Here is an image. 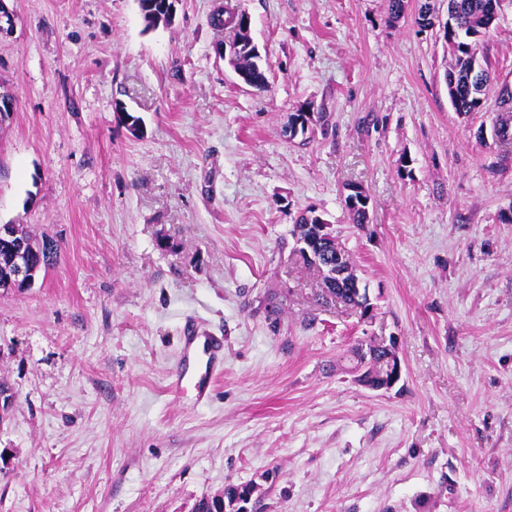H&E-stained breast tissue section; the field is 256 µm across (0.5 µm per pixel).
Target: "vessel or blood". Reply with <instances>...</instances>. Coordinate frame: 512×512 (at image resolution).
<instances>
[{
  "instance_id": "1",
  "label": "vessel or blood",
  "mask_w": 512,
  "mask_h": 512,
  "mask_svg": "<svg viewBox=\"0 0 512 512\" xmlns=\"http://www.w3.org/2000/svg\"><path fill=\"white\" fill-rule=\"evenodd\" d=\"M224 360L222 337L214 335L199 320L187 321L181 336V357L171 373L169 390L182 395L193 392L196 401L210 398L213 375Z\"/></svg>"
}]
</instances>
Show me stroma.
Wrapping results in <instances>:
<instances>
[{
  "label": "stroma",
  "instance_id": "35a3bbf8",
  "mask_svg": "<svg viewBox=\"0 0 512 512\" xmlns=\"http://www.w3.org/2000/svg\"><path fill=\"white\" fill-rule=\"evenodd\" d=\"M227 1L251 19L265 92L216 52ZM431 3L422 30L418 0L394 21L386 0H180L150 30L138 0H6L0 224L60 251L0 290V512H191L245 485L251 512H512V139L492 134L512 0L466 115L444 82L448 0ZM301 107L310 130L286 140ZM307 208L370 322L324 303L294 253ZM196 312L224 338L205 404L168 391ZM390 339L400 382L360 386L351 348ZM15 225V224H14ZM16 229L18 232H20L21 237L26 239L27 241L34 240L36 243L43 242L46 240H49L53 244V251L51 254H46L43 250L36 247L37 252H30L29 253V262L31 264V267L35 269V275L34 279H36L42 272L45 274L47 270L53 265L54 258L57 255V245L54 243L53 240L47 239V238H41V240L37 239L36 237L30 235L29 233L25 232L22 228L20 229L19 226H16Z\"/></svg>",
  "mask_w": 512,
  "mask_h": 512
}]
</instances>
